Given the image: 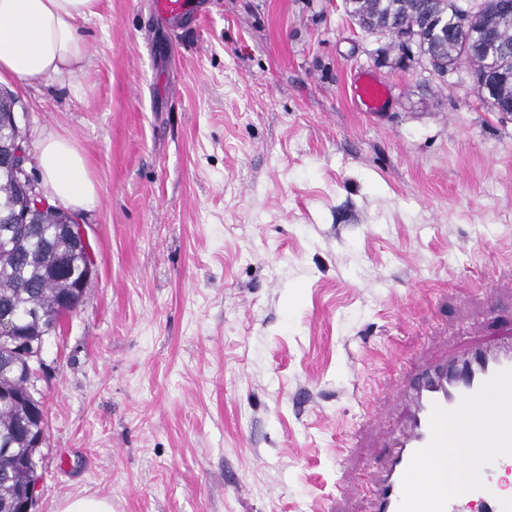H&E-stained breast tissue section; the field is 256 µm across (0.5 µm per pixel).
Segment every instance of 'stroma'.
I'll use <instances>...</instances> for the list:
<instances>
[{"instance_id": "stroma-1", "label": "stroma", "mask_w": 512, "mask_h": 512, "mask_svg": "<svg viewBox=\"0 0 512 512\" xmlns=\"http://www.w3.org/2000/svg\"><path fill=\"white\" fill-rule=\"evenodd\" d=\"M76 95L7 81L84 151L97 273L45 338L34 512H370L411 370L512 337V116L460 64L376 61L342 0H97ZM389 102L363 111L362 72ZM153 12L162 22L183 20L191 22V16L186 0H153ZM58 512H112V501L106 497H71L61 503Z\"/></svg>"}]
</instances>
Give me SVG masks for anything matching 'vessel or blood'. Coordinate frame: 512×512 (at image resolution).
<instances>
[{"label": "vessel or blood", "instance_id": "b4317fda", "mask_svg": "<svg viewBox=\"0 0 512 512\" xmlns=\"http://www.w3.org/2000/svg\"><path fill=\"white\" fill-rule=\"evenodd\" d=\"M163 22L190 21L186 0H153ZM357 95L374 112L389 96L386 83L362 76ZM406 423L387 437L386 461L371 485L373 512H512L498 476L512 472V344L439 361L407 386ZM456 443L476 473L463 496L448 494L452 461L435 451ZM425 490H417V481Z\"/></svg>", "mask_w": 512, "mask_h": 512}]
</instances>
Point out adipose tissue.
<instances>
[{
  "label": "adipose tissue",
  "instance_id": "adipose-tissue-1",
  "mask_svg": "<svg viewBox=\"0 0 512 512\" xmlns=\"http://www.w3.org/2000/svg\"><path fill=\"white\" fill-rule=\"evenodd\" d=\"M94 0H0V79L22 83L55 79L81 89L88 60L78 23ZM38 167L50 200L87 209L98 199L83 152L69 139L47 136Z\"/></svg>",
  "mask_w": 512,
  "mask_h": 512
}]
</instances>
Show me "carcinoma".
I'll list each match as a JSON object with an SVG mask.
<instances>
[{
  "label": "carcinoma",
  "instance_id": "1",
  "mask_svg": "<svg viewBox=\"0 0 512 512\" xmlns=\"http://www.w3.org/2000/svg\"><path fill=\"white\" fill-rule=\"evenodd\" d=\"M434 20H449L469 0H418ZM345 14L354 22L366 16L391 17L393 22L419 23L420 14L407 11L406 0H343ZM436 66L470 65L475 75L500 71L493 101L483 100L492 112L512 102V10L494 6L489 40L469 54L460 41L435 30L423 42ZM23 187L7 167H0V312L13 319V335L0 336V512H14V502L26 490L30 467L36 465L35 436L47 428L41 402L31 392L27 359L13 351L23 340L35 347L56 330L60 319L75 311L83 296L86 252L63 238L49 215L24 226L14 220L23 211Z\"/></svg>",
  "mask_w": 512,
  "mask_h": 512
}]
</instances>
